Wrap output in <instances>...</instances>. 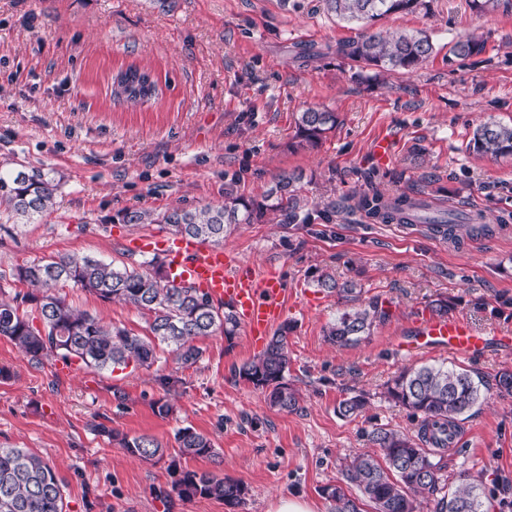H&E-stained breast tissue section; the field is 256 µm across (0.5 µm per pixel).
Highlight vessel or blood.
Wrapping results in <instances>:
<instances>
[{"instance_id":"1","label":"vessel or blood","mask_w":512,"mask_h":512,"mask_svg":"<svg viewBox=\"0 0 512 512\" xmlns=\"http://www.w3.org/2000/svg\"><path fill=\"white\" fill-rule=\"evenodd\" d=\"M134 248L159 255L173 277L194 282L213 300L230 303L254 340H263L283 315L286 290L279 272L256 274L249 266L233 265L223 248L180 235L164 239L149 235L138 239ZM484 346V337L463 319L424 315L396 343L398 352L409 356L437 348L467 356Z\"/></svg>"}]
</instances>
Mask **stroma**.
I'll return each instance as SVG.
<instances>
[{"instance_id": "obj_1", "label": "stroma", "mask_w": 512, "mask_h": 512, "mask_svg": "<svg viewBox=\"0 0 512 512\" xmlns=\"http://www.w3.org/2000/svg\"><path fill=\"white\" fill-rule=\"evenodd\" d=\"M377 29L426 31L432 57L409 75L357 76L336 44L364 28L328 15L322 0H0V169L52 171L60 187L50 214L0 216V290L26 293L16 266L58 254L139 264L131 239L156 224L112 223L118 211L220 205L225 190L261 199L276 179L303 173L309 224L239 225L222 245L256 273L281 271L283 319L298 411L270 407L264 390L231 371L262 352L245 330L199 339L196 364L160 349L151 368L91 370L55 357L35 364L0 338V447L43 457L65 484L71 512H270L277 497L331 512L321 493L344 467L372 451L378 427L416 434L419 421L384 396L403 368L443 363L493 381L512 370V157L481 156L466 145L487 120L512 124V0L479 14L469 0H433L431 14L392 15ZM478 34L486 49L449 58L458 38ZM134 64L151 71L157 99L112 98V77ZM309 107L336 113L335 129L299 145L296 119ZM393 139L377 165L373 144ZM444 200L482 215L488 231L453 243L423 227L378 224L357 207L365 193ZM358 282L357 299L319 291L313 269ZM74 306L146 334L145 315L61 287ZM379 298L389 319L358 343L336 347L324 329L345 311ZM488 338L468 358L443 350L407 357L395 343L432 300ZM172 376V387L159 378ZM365 394V409L341 416L339 403ZM169 403L162 416L157 404ZM117 438L98 433V425ZM207 434L215 458L182 457L174 437ZM462 439L442 459V483L502 482L494 512H512V396L488 391L463 415ZM150 434L162 458L130 456L121 436ZM241 481L234 508L214 498H168L181 471Z\"/></svg>"}]
</instances>
